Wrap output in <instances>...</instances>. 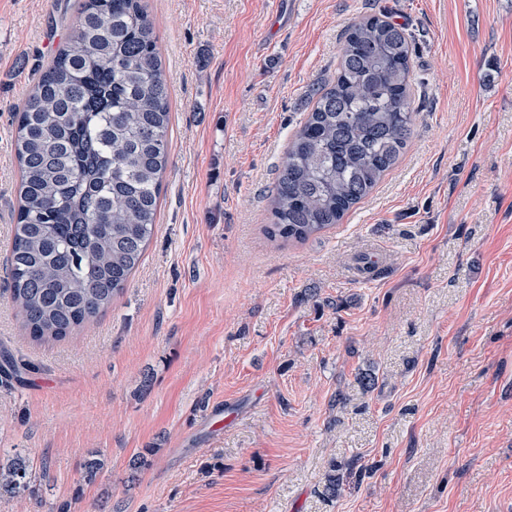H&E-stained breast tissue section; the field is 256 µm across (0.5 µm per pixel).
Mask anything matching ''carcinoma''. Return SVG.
Here are the masks:
<instances>
[{"instance_id":"obj_1","label":"carcinoma","mask_w":512,"mask_h":512,"mask_svg":"<svg viewBox=\"0 0 512 512\" xmlns=\"http://www.w3.org/2000/svg\"><path fill=\"white\" fill-rule=\"evenodd\" d=\"M406 29L352 25L277 176L267 234L303 242L341 223L398 161L416 112ZM170 94L144 0H78L77 19L18 109L21 176L11 297L36 341L62 340L112 305L156 224ZM26 461L0 490L28 489Z\"/></svg>"}]
</instances>
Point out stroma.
I'll list each match as a JSON object with an SVG mask.
<instances>
[{
  "label": "stroma",
  "mask_w": 512,
  "mask_h": 512,
  "mask_svg": "<svg viewBox=\"0 0 512 512\" xmlns=\"http://www.w3.org/2000/svg\"><path fill=\"white\" fill-rule=\"evenodd\" d=\"M76 3L0 0V464L32 467L0 512H512V0H145L158 223L107 310L35 341L12 135ZM371 15L411 36L408 146L341 224L272 239L288 141Z\"/></svg>",
  "instance_id": "obj_1"
}]
</instances>
